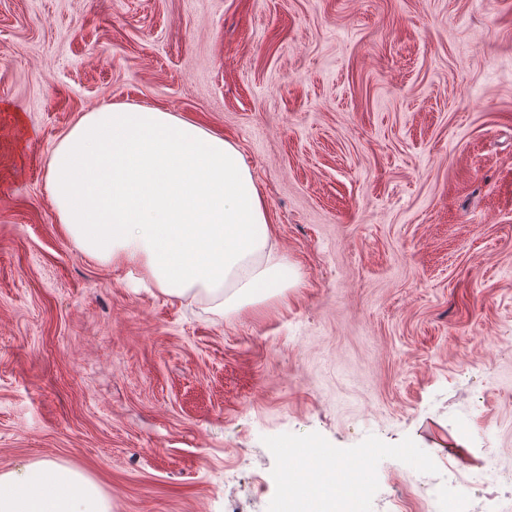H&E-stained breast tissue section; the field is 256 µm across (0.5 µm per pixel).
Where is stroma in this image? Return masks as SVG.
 Here are the masks:
<instances>
[{"mask_svg":"<svg viewBox=\"0 0 512 512\" xmlns=\"http://www.w3.org/2000/svg\"><path fill=\"white\" fill-rule=\"evenodd\" d=\"M116 104L238 148L285 295L222 316L77 250L49 163ZM292 436L386 449L368 512L512 494V0H0V473L267 512ZM471 497L461 485L456 483L450 487L437 488L432 492L431 505L433 512H470Z\"/></svg>","mask_w":512,"mask_h":512,"instance_id":"stroma-1","label":"stroma"}]
</instances>
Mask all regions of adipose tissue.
Returning <instances> with one entry per match:
<instances>
[{
    "mask_svg": "<svg viewBox=\"0 0 512 512\" xmlns=\"http://www.w3.org/2000/svg\"><path fill=\"white\" fill-rule=\"evenodd\" d=\"M48 191L80 253L136 269V285L222 313L284 295L287 262L240 151L153 108L83 113L51 158ZM0 512H110L98 485L51 460L0 474Z\"/></svg>",
    "mask_w": 512,
    "mask_h": 512,
    "instance_id": "ef3b65f1",
    "label": "adipose tissue"
}]
</instances>
